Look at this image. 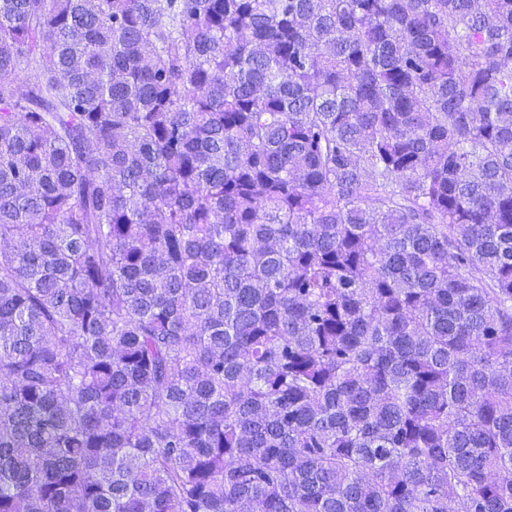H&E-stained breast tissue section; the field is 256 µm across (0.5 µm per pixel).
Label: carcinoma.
I'll return each instance as SVG.
<instances>
[{
    "mask_svg": "<svg viewBox=\"0 0 512 512\" xmlns=\"http://www.w3.org/2000/svg\"><path fill=\"white\" fill-rule=\"evenodd\" d=\"M0 512H512V0H0Z\"/></svg>",
    "mask_w": 512,
    "mask_h": 512,
    "instance_id": "cac0c4a2",
    "label": "carcinoma"
}]
</instances>
